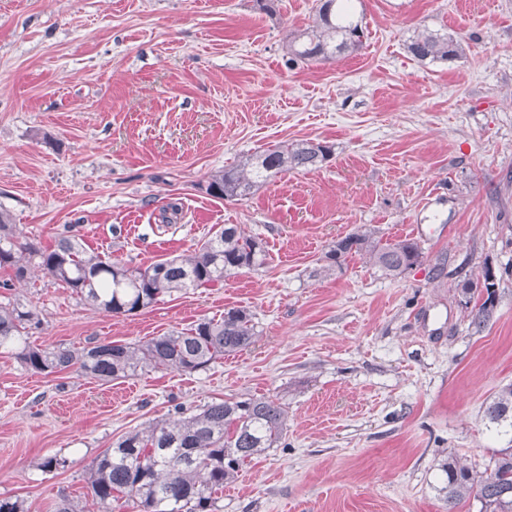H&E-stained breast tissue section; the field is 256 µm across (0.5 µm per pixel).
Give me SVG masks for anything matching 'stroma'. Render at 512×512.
<instances>
[{
    "label": "stroma",
    "instance_id": "obj_1",
    "mask_svg": "<svg viewBox=\"0 0 512 512\" xmlns=\"http://www.w3.org/2000/svg\"><path fill=\"white\" fill-rule=\"evenodd\" d=\"M0 0V210L50 245L131 267L194 252L216 225L265 241L266 264L133 316L94 309L41 274L0 288L35 307L30 343H138L247 309L259 334L203 371L109 383L45 375L0 350V498L99 512L93 460L128 432L212 401L288 407L277 447L225 487L216 512H448L449 451L477 470L505 443L485 417L512 384V0H355L361 50L287 63L318 0ZM462 57L420 63L421 31ZM320 142L322 166L239 201L211 174L280 142ZM371 229L415 240L388 277L330 244ZM492 270L494 318L470 326L466 280ZM63 465L43 472L44 457Z\"/></svg>",
    "mask_w": 512,
    "mask_h": 512
}]
</instances>
